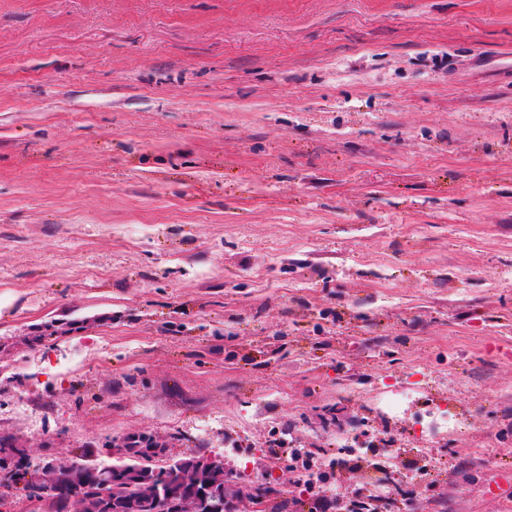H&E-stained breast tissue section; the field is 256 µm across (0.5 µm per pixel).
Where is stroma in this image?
<instances>
[{
    "label": "stroma",
    "instance_id": "1",
    "mask_svg": "<svg viewBox=\"0 0 512 512\" xmlns=\"http://www.w3.org/2000/svg\"><path fill=\"white\" fill-rule=\"evenodd\" d=\"M331 416L413 512H512V0H0V432L241 487ZM414 391L415 386L412 384L391 385L375 400L376 408L383 415H396L401 407L410 402ZM427 421L421 431L427 441H435L458 432L462 428V420L458 414L448 410L447 406L438 405L429 410Z\"/></svg>",
    "mask_w": 512,
    "mask_h": 512
}]
</instances>
